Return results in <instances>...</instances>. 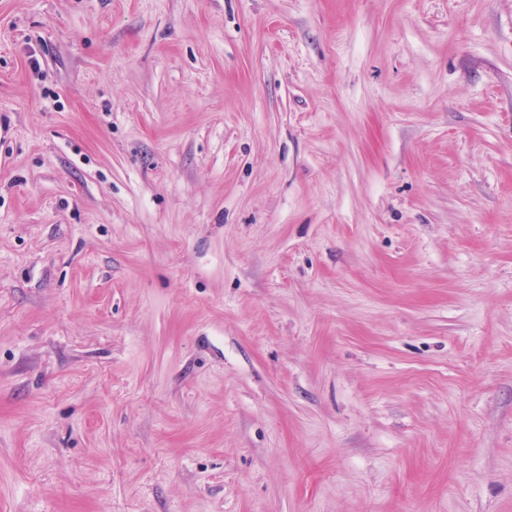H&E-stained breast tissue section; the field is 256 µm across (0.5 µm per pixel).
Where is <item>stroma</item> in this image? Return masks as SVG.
I'll use <instances>...</instances> for the list:
<instances>
[{
	"label": "stroma",
	"instance_id": "35a3bbf8",
	"mask_svg": "<svg viewBox=\"0 0 512 512\" xmlns=\"http://www.w3.org/2000/svg\"><path fill=\"white\" fill-rule=\"evenodd\" d=\"M0 512H512V0H0Z\"/></svg>",
	"mask_w": 512,
	"mask_h": 512
}]
</instances>
